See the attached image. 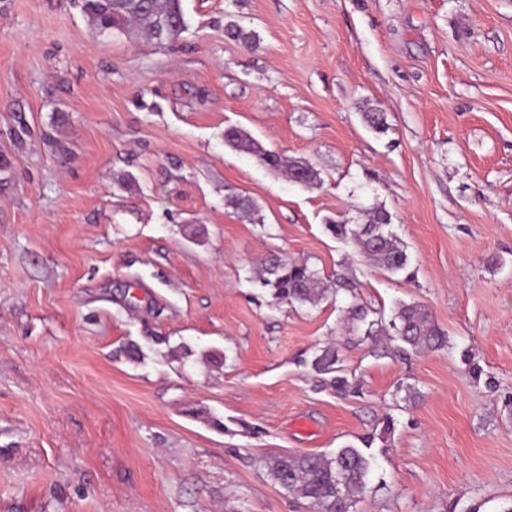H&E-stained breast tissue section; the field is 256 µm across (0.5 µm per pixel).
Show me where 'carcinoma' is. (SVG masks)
Here are the masks:
<instances>
[{"label":"carcinoma","instance_id":"carcinoma-1","mask_svg":"<svg viewBox=\"0 0 512 512\" xmlns=\"http://www.w3.org/2000/svg\"><path fill=\"white\" fill-rule=\"evenodd\" d=\"M82 9L94 33L114 30H137L146 41H171L185 28L181 0H82ZM366 125L383 132L386 114L378 109L363 113ZM224 141L232 149L254 157L260 164L280 170L287 168L299 184H311L318 172L308 163L295 161L289 165L278 153L268 150L250 134L231 126L224 131ZM362 222L354 226L328 224L327 230L336 238L352 242L360 253L382 270L396 274L408 267L406 249L388 229L391 215L383 209L362 212ZM262 287L270 290L273 300L317 305L325 299L330 287L351 291L354 283L346 276L325 283L305 261L276 260L262 264L258 272ZM393 331L392 339L414 350H435L446 345V337L430 313L417 304L400 305L389 325L380 330ZM339 363L336 347L329 343L319 349L311 361V369L323 386L340 394L351 388L349 380L336 375ZM269 472L283 489L307 501L312 512H356V505L368 489L371 457L360 449L346 446L333 454H308L299 457L278 456L269 462Z\"/></svg>","mask_w":512,"mask_h":512}]
</instances>
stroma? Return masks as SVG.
Segmentation results:
<instances>
[{"instance_id":"1","label":"stroma","mask_w":512,"mask_h":512,"mask_svg":"<svg viewBox=\"0 0 512 512\" xmlns=\"http://www.w3.org/2000/svg\"><path fill=\"white\" fill-rule=\"evenodd\" d=\"M182 8L158 45L0 0V512H309L269 461L348 445L372 458L356 512H512V0ZM372 207L409 275L325 229ZM275 257L355 288L276 302L252 280ZM355 302L424 305L448 343L358 341ZM329 342L343 395L309 366ZM224 141L232 149L251 155L264 166L275 170L286 167L287 173L289 169L291 177L296 183L311 184L319 178L318 172L308 163L294 161L290 165H286L281 155L264 148L258 140L238 127H228L224 131Z\"/></svg>"}]
</instances>
